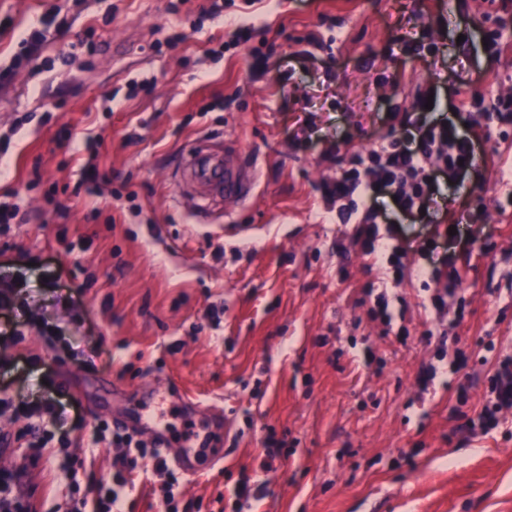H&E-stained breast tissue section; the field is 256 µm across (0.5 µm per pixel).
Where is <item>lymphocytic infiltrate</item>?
Returning <instances> with one entry per match:
<instances>
[{
	"mask_svg": "<svg viewBox=\"0 0 512 512\" xmlns=\"http://www.w3.org/2000/svg\"><path fill=\"white\" fill-rule=\"evenodd\" d=\"M478 105L477 97H459L454 117L435 121L391 108L385 116L389 134L369 149L354 151L348 162L337 168L335 177L321 184L323 199L335 207L342 223L352 227L348 235L351 245L367 256L381 254L380 212L372 206V199H394L396 211L405 216L434 209L439 181L459 182L477 166L480 128L512 127V94L497 95L491 112H478ZM464 276V268L454 263L428 274L435 286L428 307L436 316L449 317L454 326L464 318L459 301ZM511 411L512 356L507 355L495 363L481 408L466 425L469 430L486 434L498 426L504 413ZM5 414L14 421L26 419L27 425L18 437L29 448L31 459H40L43 448L54 442L60 448H69V441L56 438L53 431L60 414L55 399L30 404L1 392L0 416ZM107 436L116 450L110 481L99 486L93 502H68L64 512H122L124 494L133 488V477L141 470L153 472L161 479L159 503L163 512H177L179 480L167 458L158 449L133 442L130 435L109 432L104 422L96 425L90 443L98 445Z\"/></svg>",
	"mask_w": 512,
	"mask_h": 512,
	"instance_id": "lymphocytic-infiltrate-1",
	"label": "lymphocytic infiltrate"
}]
</instances>
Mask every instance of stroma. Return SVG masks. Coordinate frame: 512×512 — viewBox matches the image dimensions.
<instances>
[{
  "label": "stroma",
  "mask_w": 512,
  "mask_h": 512,
  "mask_svg": "<svg viewBox=\"0 0 512 512\" xmlns=\"http://www.w3.org/2000/svg\"><path fill=\"white\" fill-rule=\"evenodd\" d=\"M209 0H0V201L29 220L0 233V280L14 285L0 330V390L62 404L69 453L47 448L38 466L0 418V471L23 472L29 512H55L70 495L92 497L113 449L90 447L98 422L128 414L146 386L170 377L196 400L156 404L173 445L197 432L199 472L183 477L179 512H505L512 505V413L485 435L465 414L479 408L499 356L512 354V212L498 168L512 151L498 134L449 205L399 217L405 276L386 288L398 343L370 321L364 287L384 271L356 247L336 250L346 227L327 212L320 184L339 162L371 147L391 103L411 110L433 94L432 118L452 112L459 91L512 93V50L487 59L484 30L506 20L512 0H265L247 47L209 55L230 18ZM59 26L36 59L20 42L45 13ZM470 30L472 43L458 42ZM184 32L169 47L167 39ZM427 35L436 55L401 52ZM93 49H86V42ZM470 66H460L463 55ZM151 79V95L129 97ZM234 139L256 164L258 189L231 216L193 213L172 180L200 139ZM99 144L103 180L79 189L83 143ZM458 223L456 240L445 227ZM468 262L465 316L448 326L425 311L424 272L448 256ZM467 351L466 370L438 357L439 333ZM375 360L365 364V351ZM434 369L427 393L418 374ZM474 388L455 413L456 386ZM218 410L230 432L212 426ZM287 457L260 469L267 429ZM79 463L70 476L68 458ZM261 487L237 502L242 477Z\"/></svg>",
  "instance_id": "35a3bbf8"
}]
</instances>
